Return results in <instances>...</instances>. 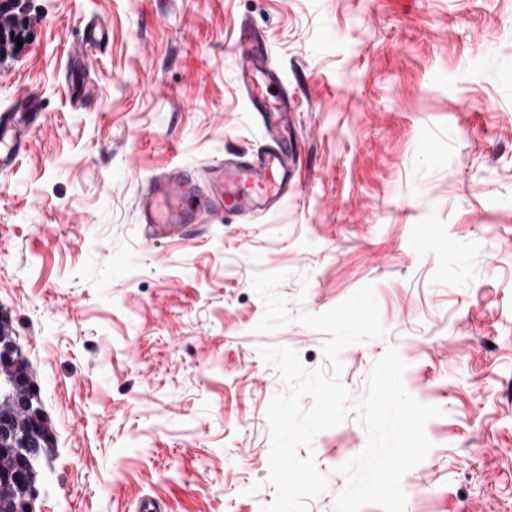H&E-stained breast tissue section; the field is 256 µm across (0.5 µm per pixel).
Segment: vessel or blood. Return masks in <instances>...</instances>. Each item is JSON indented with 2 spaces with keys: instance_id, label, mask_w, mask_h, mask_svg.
I'll use <instances>...</instances> for the list:
<instances>
[{
  "instance_id": "obj_1",
  "label": "vessel or blood",
  "mask_w": 512,
  "mask_h": 512,
  "mask_svg": "<svg viewBox=\"0 0 512 512\" xmlns=\"http://www.w3.org/2000/svg\"><path fill=\"white\" fill-rule=\"evenodd\" d=\"M236 59L238 81L255 107L269 138L256 151L242 153L212 166L208 189L181 168L152 178L139 200V223L149 239L169 238L191 231L201 219L216 211L250 221L270 210L288 192L289 179L299 172L298 154L288 145V97L271 77L275 62L262 36L249 24H241ZM45 110L43 99L32 92L17 97L14 108L0 113V170L10 168L36 131Z\"/></svg>"
}]
</instances>
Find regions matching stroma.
Segmentation results:
<instances>
[{
    "mask_svg": "<svg viewBox=\"0 0 512 512\" xmlns=\"http://www.w3.org/2000/svg\"><path fill=\"white\" fill-rule=\"evenodd\" d=\"M21 47L0 57V111L22 90L41 128L0 172V314L53 437L34 512H261L280 392L259 350L328 368L329 334L257 332L255 273L291 271L292 315L372 285L381 339L348 346V407L396 349L438 407L405 512H512V0H22ZM266 38L302 172L250 223L146 239L141 194L172 167L205 175L266 138L235 80L234 34ZM96 98L67 78L87 25ZM302 302H295L297 292ZM355 415L300 456L328 473L308 512H335Z\"/></svg>",
    "mask_w": 512,
    "mask_h": 512,
    "instance_id": "obj_1",
    "label": "stroma"
}]
</instances>
